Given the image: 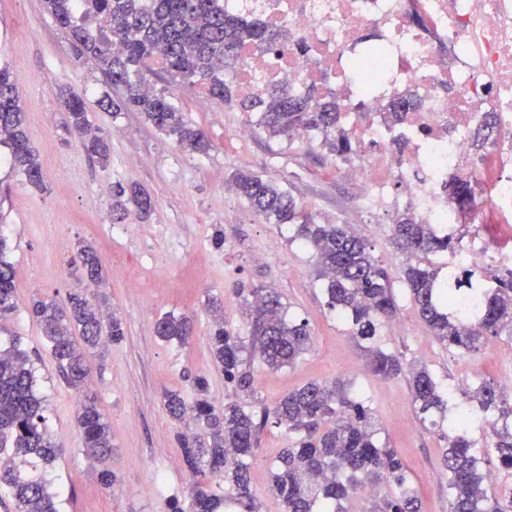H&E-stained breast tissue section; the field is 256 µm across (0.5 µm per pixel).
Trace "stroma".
<instances>
[{
	"label": "stroma",
	"instance_id": "stroma-1",
	"mask_svg": "<svg viewBox=\"0 0 512 512\" xmlns=\"http://www.w3.org/2000/svg\"><path fill=\"white\" fill-rule=\"evenodd\" d=\"M0 65L7 67L26 112L33 143L45 171L47 189L0 167V231L17 271L15 311L0 330L19 336L37 368V390L45 400L52 438L65 453L51 475L63 493V512H170L186 501L190 484L177 441L181 429L164 410V391L192 399L191 378L207 374L210 396L223 404L229 394L224 375L212 365L207 347L208 301L224 300V319L247 336L240 286L277 289L293 316L307 320L312 342L294 367L274 372L260 361L252 370L259 397L274 404L309 380L350 379L368 397L382 438L401 455L424 512H448V477L438 464L444 446L431 423L419 422L405 379L382 380L370 373L362 354L326 306L322 283L308 251L289 243L288 227L269 224L249 209L230 185L233 171L263 176L287 191L319 224H347L367 241L394 281L400 310L397 328L387 330L389 351L424 365L444 387L473 390L493 381L512 394V342L491 340L480 351L458 355L429 336L402 283L406 256L391 236L393 211L362 209L361 187L341 177L336 157L320 144L267 138L254 130L253 114L211 99L205 91L169 83L163 71L150 74L156 89L174 91L177 103L202 127L207 153L180 149L137 112L109 113L98 99H119L92 58H76L66 30L46 12L44 0H0ZM86 92L95 127L108 135L106 164L91 160L66 130L62 91ZM252 126L248 138L240 126ZM138 186L154 208L135 233H121L112 211L116 185ZM222 231L223 246L212 243ZM91 242L107 272L104 292L120 316L126 336L104 353L89 356L91 384L112 430L107 464L86 457L75 415L78 396L60 377L28 306L37 296L64 299L75 282L68 262L79 241ZM194 318L188 345L161 342L154 325L164 313ZM288 445L285 429L268 426L251 461L260 512H283L271 492L274 462ZM117 475L103 489L98 473Z\"/></svg>",
	"mask_w": 512,
	"mask_h": 512
}]
</instances>
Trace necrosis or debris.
<instances>
[{
  "label": "necrosis or debris",
  "mask_w": 512,
  "mask_h": 512,
  "mask_svg": "<svg viewBox=\"0 0 512 512\" xmlns=\"http://www.w3.org/2000/svg\"><path fill=\"white\" fill-rule=\"evenodd\" d=\"M225 9L282 35L284 51L248 46L233 73L241 94L288 81L326 87L349 116L360 148L343 173L367 203L412 207L448 231L461 215L448 198L457 176L478 171L489 200L477 224H512V0H223ZM377 88L358 97L361 79ZM400 107L399 118L385 114ZM491 122L495 137L474 134ZM399 196H390L389 183Z\"/></svg>",
  "instance_id": "necrosis-or-debris-1"
}]
</instances>
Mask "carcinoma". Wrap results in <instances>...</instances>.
Returning <instances> with one entry per match:
<instances>
[{"label":"carcinoma","mask_w":512,"mask_h":512,"mask_svg":"<svg viewBox=\"0 0 512 512\" xmlns=\"http://www.w3.org/2000/svg\"><path fill=\"white\" fill-rule=\"evenodd\" d=\"M55 21L71 32L77 52L96 60L111 84L123 90L119 102L108 106L133 109L180 148L206 153L209 141L177 105L174 94L156 90L144 72L151 63L172 78L203 88L210 98L256 115V126L270 139L292 140L305 129L318 134L329 153L344 157L353 144L341 123L336 101L308 87L294 93L288 84L275 85L261 97L245 98L232 81L231 70L244 44L275 51L276 35L261 23L227 13L219 0H44ZM96 21L109 35L95 39L86 28ZM61 105L68 113L67 132L90 156L109 158V140L90 120L86 95L68 90ZM0 145L8 149L9 168L21 173L34 188L45 189L39 156L31 144L26 113L10 72L0 68ZM240 197L270 224H286L290 241L312 253L317 276L325 280L327 306L341 314L340 323L363 351L368 370L392 380L409 375L411 400L421 421L445 418L450 389L438 386L431 374L404 355L381 344L387 324L399 306L388 270L370 252L368 244L347 224H318L284 190L263 177L245 171L232 175ZM472 179L449 185L460 210L474 203ZM112 208L147 219L153 203L140 187L116 186ZM392 237L406 254L404 282L429 335L459 354L481 349L492 339L512 342V270L476 271L451 263L461 248L459 234L440 236L433 225L410 213L395 217ZM7 240L0 234V317L15 309L16 270L5 258ZM448 257V272L425 262L428 255ZM72 264L78 287L65 299L35 300L36 318L62 377L78 395L76 423L83 451L101 461L112 453L110 425L89 384L87 354L106 343L124 339L123 320L104 312L105 302L88 297V285L104 281L101 260L94 247L77 243ZM246 306L248 338L224 323V301L209 303L211 328L208 349L214 366L224 374L234 400L216 407L209 379H192L194 399L177 392L164 393L168 415L185 425L177 434L182 457L194 474L209 473L224 481L218 494L209 485L194 483L188 502L174 503L171 512H259L249 459L261 431L268 425L285 427L291 445L277 457L271 491L284 512H345L344 502L367 485L388 486L373 504L374 512H422L423 504L408 481L397 450L380 437L373 408L363 393L347 381H310L282 396L269 407L255 399L251 361L259 358L271 369L295 365L307 350L309 323L288 317V307L274 288H239ZM156 335L183 345L192 334L190 318L165 313L155 323ZM463 407L448 419L452 432H441L446 442L440 467L448 473L449 512H512V487L496 492L487 488L488 475L480 467L476 444L468 437L471 403L489 417L503 421L483 449L497 466L512 470V403L484 381L462 393ZM62 455L47 425L43 401L34 389L32 363L18 339L0 349V488L14 501L15 512H60L59 493L47 479Z\"/></svg>","instance_id":"1"}]
</instances>
